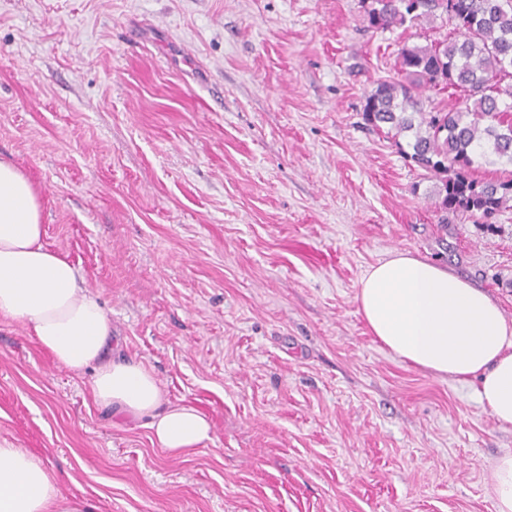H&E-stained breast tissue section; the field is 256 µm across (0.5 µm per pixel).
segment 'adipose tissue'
Masks as SVG:
<instances>
[{
  "label": "adipose tissue",
  "mask_w": 512,
  "mask_h": 512,
  "mask_svg": "<svg viewBox=\"0 0 512 512\" xmlns=\"http://www.w3.org/2000/svg\"><path fill=\"white\" fill-rule=\"evenodd\" d=\"M31 182L0 160V318L21 322L36 344L74 372L92 370L97 404L147 419L152 442L181 458L212 439L213 424L192 405H173L153 373L110 358L112 321L77 270L45 241ZM358 312L372 336L401 361L438 377L480 382L478 402L512 428V321L485 291L446 267L395 252L363 275ZM494 512H512V451L487 472ZM0 512H97L62 494L38 457L0 444Z\"/></svg>",
  "instance_id": "obj_1"
}]
</instances>
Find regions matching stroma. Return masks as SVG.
I'll use <instances>...</instances> for the list:
<instances>
[{
    "instance_id": "stroma-1",
    "label": "stroma",
    "mask_w": 512,
    "mask_h": 512,
    "mask_svg": "<svg viewBox=\"0 0 512 512\" xmlns=\"http://www.w3.org/2000/svg\"><path fill=\"white\" fill-rule=\"evenodd\" d=\"M424 29L359 0H0V160L33 184L45 242L212 442L167 457L143 422L0 318V444L100 512H494L512 449L462 384L374 340L355 296L407 251L512 320V207L442 224L364 125ZM494 512H512V451L503 452L487 472Z\"/></svg>"
}]
</instances>
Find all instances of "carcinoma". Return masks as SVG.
<instances>
[{
  "mask_svg": "<svg viewBox=\"0 0 512 512\" xmlns=\"http://www.w3.org/2000/svg\"><path fill=\"white\" fill-rule=\"evenodd\" d=\"M360 8L380 33L437 18L448 25L430 43L398 50L394 68L402 79L377 82L362 119L435 181L430 199L441 223L467 213L494 230L512 201V176L479 179L474 164L478 157L512 164V0H415L409 7L404 0H360ZM425 91L438 94L426 106Z\"/></svg>",
  "mask_w": 512,
  "mask_h": 512,
  "instance_id": "obj_1",
  "label": "carcinoma"
}]
</instances>
